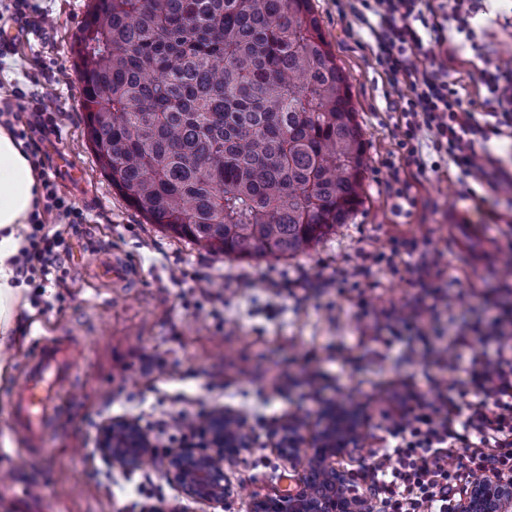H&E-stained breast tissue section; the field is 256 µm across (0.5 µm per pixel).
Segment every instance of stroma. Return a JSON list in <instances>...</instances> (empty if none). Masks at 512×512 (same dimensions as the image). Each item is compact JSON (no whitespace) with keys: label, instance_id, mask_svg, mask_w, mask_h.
Returning <instances> with one entry per match:
<instances>
[{"label":"stroma","instance_id":"1","mask_svg":"<svg viewBox=\"0 0 512 512\" xmlns=\"http://www.w3.org/2000/svg\"><path fill=\"white\" fill-rule=\"evenodd\" d=\"M38 4L54 27L26 28L0 58V82L35 95L53 116V140L85 180L71 186L55 165L46 171L87 221L49 224L65 239L57 283L48 298L27 295L23 330L0 370V512H147L179 504L188 512H250L253 498L289 485L306 467L278 455L281 424L303 413L305 431H314L336 404L359 410L365 432L360 454L338 465L361 469L387 436L380 412L392 386L411 378L425 393L426 376L448 378L443 354L450 337L492 316L483 292L512 284L502 261L512 244V186L485 188L477 202L471 180L455 167L423 176L404 168L401 115L375 64L369 30L346 0H312L363 132V202L303 254L239 260L211 253L148 223L100 170L85 135L72 50L89 0ZM487 9L473 38L452 33L458 60L448 66L449 81L481 121L499 108L483 85L484 59L512 58V0H489ZM395 173L410 180L415 207L388 190ZM396 239L417 246L393 264L373 263ZM83 240L124 254L139 273L136 288L97 282L90 267L76 264ZM424 262L452 281L448 308L414 335L395 339L384 313L424 299L415 284ZM354 273L359 287H345ZM72 329L83 350L75 382L61 394V414L42 453L25 455L7 416L21 365L36 337ZM279 371L285 377L275 389L267 378ZM200 409L235 413L251 442L250 452L224 467L230 491L220 506L184 502L162 473L170 452L164 422ZM116 417L135 421L150 441V456L136 470L110 468L98 453L101 430Z\"/></svg>","mask_w":512,"mask_h":512}]
</instances>
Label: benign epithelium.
Here are the masks:
<instances>
[{
  "instance_id": "7a95c632",
  "label": "benign epithelium",
  "mask_w": 512,
  "mask_h": 512,
  "mask_svg": "<svg viewBox=\"0 0 512 512\" xmlns=\"http://www.w3.org/2000/svg\"><path fill=\"white\" fill-rule=\"evenodd\" d=\"M232 413L214 417L209 423L213 448H180L165 458L163 475L186 499L212 505L224 503V464L251 449L250 441L229 434L224 423ZM361 424L329 410L318 431L310 436L293 422L279 430L277 449L289 463L308 458L306 475L295 486L256 498L250 512H364V497L355 485V474L336 467V461L352 457L359 447ZM150 446L139 426L128 419H112L104 427L99 453L111 467L137 469ZM458 512H512V478L480 479L473 482L458 505Z\"/></svg>"
}]
</instances>
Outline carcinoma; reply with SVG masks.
<instances>
[{"label": "carcinoma", "instance_id": "carcinoma-1", "mask_svg": "<svg viewBox=\"0 0 512 512\" xmlns=\"http://www.w3.org/2000/svg\"><path fill=\"white\" fill-rule=\"evenodd\" d=\"M75 54L90 148L151 223L286 258L360 204L365 141L311 0H91Z\"/></svg>", "mask_w": 512, "mask_h": 512}]
</instances>
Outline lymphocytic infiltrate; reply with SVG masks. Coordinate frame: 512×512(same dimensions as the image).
I'll list each match as a JSON object with an SVG mask.
<instances>
[{
  "instance_id": "lymphocytic-infiltrate-1",
  "label": "lymphocytic infiltrate",
  "mask_w": 512,
  "mask_h": 512,
  "mask_svg": "<svg viewBox=\"0 0 512 512\" xmlns=\"http://www.w3.org/2000/svg\"><path fill=\"white\" fill-rule=\"evenodd\" d=\"M360 20L375 17L370 30L376 41V60L400 91L399 108L406 122L399 142L408 164L425 172L419 136L427 134L432 149L459 169L462 177L477 186L488 182L486 167L493 157L487 147L490 137L512 139V111L495 113L493 121L480 123L448 83L443 69H431L424 45L425 34L443 32L425 9L431 0H358ZM22 91L10 86L0 92V121L24 143L33 132L45 131L53 122L43 119L44 109L25 108ZM42 207L29 220L28 242L13 263L28 282H46L58 259L60 236L48 235L46 219L64 224L84 223V214L59 194L50 178H42ZM440 271L424 268L418 278L423 288L436 289L433 304L416 303L411 309H396L393 321L407 329L430 322L446 301L439 291ZM487 303L499 311L488 323L452 337L453 352L470 348L472 336L496 338L512 329V307L499 304L497 292L485 293ZM436 398L415 397L414 407L390 398L383 418L390 437L374 453L361 475L369 492L370 512H456L471 480L512 477V345L501 344L491 358L473 356L458 383L442 386L429 377ZM467 455H457V447Z\"/></svg>"
}]
</instances>
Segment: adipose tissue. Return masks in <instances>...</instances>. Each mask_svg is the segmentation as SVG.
Wrapping results in <instances>:
<instances>
[{"instance_id":"obj_1","label":"adipose tissue","mask_w":512,"mask_h":512,"mask_svg":"<svg viewBox=\"0 0 512 512\" xmlns=\"http://www.w3.org/2000/svg\"><path fill=\"white\" fill-rule=\"evenodd\" d=\"M39 179L22 141L0 126V350L19 331L26 288L11 260L25 243L24 229L39 198Z\"/></svg>"}]
</instances>
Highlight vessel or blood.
<instances>
[{
    "label": "vessel or blood",
    "mask_w": 512,
    "mask_h": 512,
    "mask_svg": "<svg viewBox=\"0 0 512 512\" xmlns=\"http://www.w3.org/2000/svg\"><path fill=\"white\" fill-rule=\"evenodd\" d=\"M93 264L101 278L113 282H125L134 275L123 259L112 255L95 256ZM36 343L28 377L11 401L10 419L13 432L23 436L31 451L43 448L46 423L58 409L57 391L79 364L75 340L53 336L37 338Z\"/></svg>",
    "instance_id": "vessel-or-blood-1"
}]
</instances>
